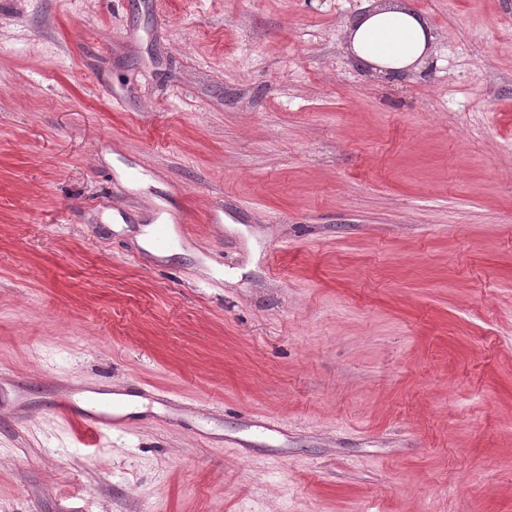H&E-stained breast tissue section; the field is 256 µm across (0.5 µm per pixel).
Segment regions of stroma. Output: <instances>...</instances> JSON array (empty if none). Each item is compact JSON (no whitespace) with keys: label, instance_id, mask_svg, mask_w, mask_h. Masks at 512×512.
<instances>
[{"label":"stroma","instance_id":"stroma-1","mask_svg":"<svg viewBox=\"0 0 512 512\" xmlns=\"http://www.w3.org/2000/svg\"><path fill=\"white\" fill-rule=\"evenodd\" d=\"M368 2L0 0V512H512V0H407L398 79ZM365 9L348 28L355 62L384 77L419 71L434 40L428 21L405 3ZM103 396L114 403L130 402L134 396L131 393L114 391L108 387H63L59 390V407L68 414L82 418L88 431L101 435L104 429H122L126 423V415L113 409L98 408L97 404Z\"/></svg>","mask_w":512,"mask_h":512}]
</instances>
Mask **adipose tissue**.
<instances>
[{
	"mask_svg": "<svg viewBox=\"0 0 512 512\" xmlns=\"http://www.w3.org/2000/svg\"><path fill=\"white\" fill-rule=\"evenodd\" d=\"M434 36L428 21L402 0L367 7L349 26V50L355 62L384 77L419 70L429 57Z\"/></svg>",
	"mask_w": 512,
	"mask_h": 512,
	"instance_id": "obj_1",
	"label": "adipose tissue"
}]
</instances>
